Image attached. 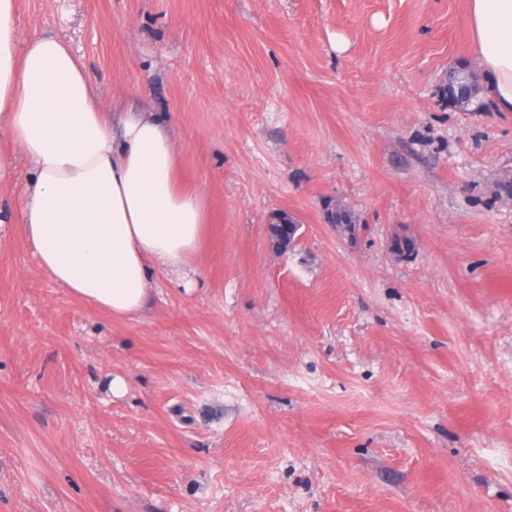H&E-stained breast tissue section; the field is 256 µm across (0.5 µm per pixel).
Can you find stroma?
<instances>
[{
    "mask_svg": "<svg viewBox=\"0 0 512 512\" xmlns=\"http://www.w3.org/2000/svg\"><path fill=\"white\" fill-rule=\"evenodd\" d=\"M468 6L20 0L106 109L174 118L209 222L129 318L0 234V512H512V112L448 95Z\"/></svg>",
    "mask_w": 512,
    "mask_h": 512,
    "instance_id": "obj_1",
    "label": "stroma"
}]
</instances>
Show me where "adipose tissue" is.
I'll return each instance as SVG.
<instances>
[{
  "instance_id": "1",
  "label": "adipose tissue",
  "mask_w": 512,
  "mask_h": 512,
  "mask_svg": "<svg viewBox=\"0 0 512 512\" xmlns=\"http://www.w3.org/2000/svg\"><path fill=\"white\" fill-rule=\"evenodd\" d=\"M18 2L0 0V133L34 169L20 210L25 236L73 296L136 315L150 265H191L207 199L181 185L176 143L155 115L115 123L62 40L20 41ZM469 26L494 107L512 112V0H470Z\"/></svg>"
}]
</instances>
